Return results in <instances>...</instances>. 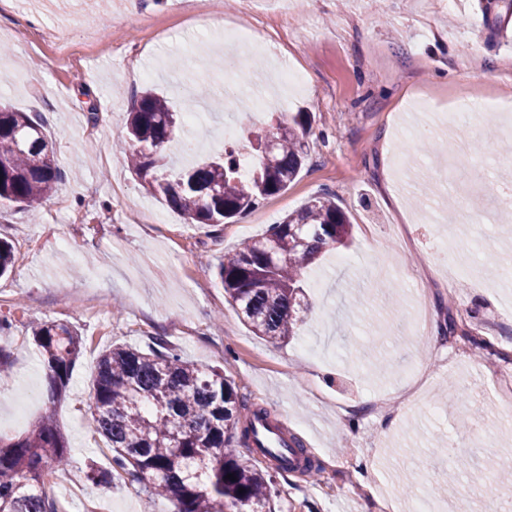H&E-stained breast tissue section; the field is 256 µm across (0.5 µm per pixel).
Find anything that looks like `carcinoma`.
<instances>
[{"label":"carcinoma","mask_w":512,"mask_h":512,"mask_svg":"<svg viewBox=\"0 0 512 512\" xmlns=\"http://www.w3.org/2000/svg\"><path fill=\"white\" fill-rule=\"evenodd\" d=\"M288 126V134L277 131ZM309 114L281 113L247 133L255 154L240 173L230 152L173 170L166 153L186 140L180 113L152 91L134 100L122 140L130 172L151 196L191 224L217 226L280 193L300 173L307 156ZM277 142L264 147L267 138ZM44 127L37 117L0 104V202L35 213L62 181ZM347 214L331 194L271 225L268 233L220 258L216 274L243 321L258 336L286 341L299 335L307 301L303 277L322 253L347 245ZM14 266V249L0 242V276ZM32 335L41 350L50 398L61 400L84 340L65 322H36ZM244 402L215 368H198L164 343L148 352L116 345L99 358L94 381L98 429L112 449V471L94 468L88 478L106 483L126 474L150 495L173 503L174 512H267L277 472L256 458H242L232 439L255 441L256 409L240 418ZM65 437L51 414L19 438L0 435V512H57L45 489L48 461L66 462ZM232 474L235 479L227 478Z\"/></svg>","instance_id":"cac0c4a2"}]
</instances>
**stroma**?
<instances>
[{"label": "stroma", "mask_w": 512, "mask_h": 512, "mask_svg": "<svg viewBox=\"0 0 512 512\" xmlns=\"http://www.w3.org/2000/svg\"><path fill=\"white\" fill-rule=\"evenodd\" d=\"M189 18L171 0H0V99L38 115L64 180L37 215L0 206V239L15 264L0 277V338L11 353L0 378V435L18 437L54 413L67 441V483L46 490L67 512L101 500L106 512H172L129 476L88 479L112 467L92 413L97 361L114 344L155 340L183 360L217 367L248 407L301 437L314 465L278 475L272 512H381L380 499L423 498L451 512L475 485L471 512L512 505V354L455 337L433 340L412 323L426 287L429 322L464 313L477 339L512 342V305L498 289L499 255L512 253L503 222L512 184V12L484 0H223ZM62 29L70 53L45 40ZM147 88L176 111L194 102L206 141L224 123L251 128L254 97L311 116L308 159L280 194L217 227L186 223L147 194L113 151L131 104ZM220 111H211L213 102ZM465 109L470 152L441 148L431 114ZM329 193L353 225L350 247L311 265L299 337L271 342L228 302L212 267L312 196ZM484 212L487 250L478 279L447 278L440 239L466 211ZM66 322L86 341L63 400L52 401L35 321ZM454 382L459 397L444 396ZM464 475L448 470L456 455Z\"/></svg>", "instance_id": "obj_1"}]
</instances>
